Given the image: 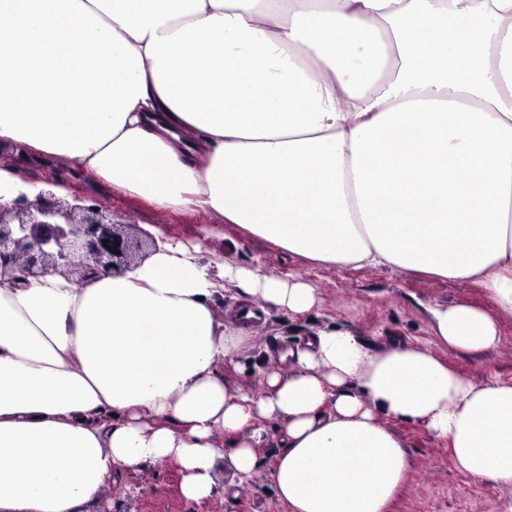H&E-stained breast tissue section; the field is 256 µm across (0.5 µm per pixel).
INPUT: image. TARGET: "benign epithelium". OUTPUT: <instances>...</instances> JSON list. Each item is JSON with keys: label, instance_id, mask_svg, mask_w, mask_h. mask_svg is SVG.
<instances>
[{"label": "benign epithelium", "instance_id": "obj_1", "mask_svg": "<svg viewBox=\"0 0 512 512\" xmlns=\"http://www.w3.org/2000/svg\"><path fill=\"white\" fill-rule=\"evenodd\" d=\"M30 197L0 202V276L47 274L90 281L124 274L157 251L154 236L115 220L93 197L68 201L54 179Z\"/></svg>", "mask_w": 512, "mask_h": 512}]
</instances>
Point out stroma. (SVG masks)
<instances>
[{"mask_svg":"<svg viewBox=\"0 0 512 512\" xmlns=\"http://www.w3.org/2000/svg\"><path fill=\"white\" fill-rule=\"evenodd\" d=\"M73 167V162L62 160L38 171L37 176L61 179L70 195L96 197L115 210L119 221L150 233L160 231L189 243L199 238L203 228L214 227L215 234L202 253L203 263L258 265L269 275L302 279L316 289L321 298L318 309L294 319L273 310L252 326L240 356L224 365L227 377L238 379L243 371L256 373L270 367L273 353L295 347L309 330L333 323L363 336L376 350L423 344L433 347L440 358L475 382L512 381L511 314L500 315L502 341L489 353L457 351L436 344L432 336L428 306L492 308V301L476 285L379 267H315L238 225L221 223L214 215L199 210H154L138 198L117 196L109 184L90 173L72 179ZM391 427L407 447L410 466L407 481L389 512H512V488L461 473L447 442L413 422L395 421ZM258 454L260 469L252 483L240 488L234 497L219 491L201 503L185 500L179 489V470L172 463L130 471L123 479L105 484L101 497L111 508L121 488L135 489L136 512H288L272 494L268 479L274 449L262 448Z\"/></svg>","mask_w":512,"mask_h":512,"instance_id":"1","label":"stroma"}]
</instances>
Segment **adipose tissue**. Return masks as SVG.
<instances>
[{
	"instance_id": "ef3b65f1",
	"label": "adipose tissue",
	"mask_w": 512,
	"mask_h": 512,
	"mask_svg": "<svg viewBox=\"0 0 512 512\" xmlns=\"http://www.w3.org/2000/svg\"><path fill=\"white\" fill-rule=\"evenodd\" d=\"M1 141L0 199L67 158L318 266L475 283L495 312L429 309L448 347L497 348L512 314V0H0ZM257 297L319 305L179 242L120 276L0 277V512H91L107 478L166 461L199 503L220 462L229 495L271 445L290 512H388L408 474L392 420L512 488V383L327 325L251 389L222 366Z\"/></svg>"
}]
</instances>
